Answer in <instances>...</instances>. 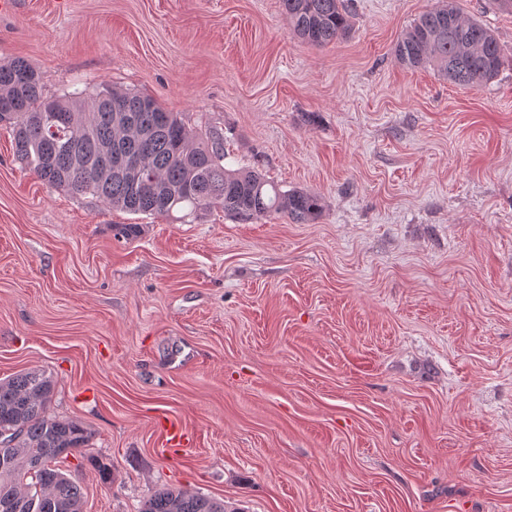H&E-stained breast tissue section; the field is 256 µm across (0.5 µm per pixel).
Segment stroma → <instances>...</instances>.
I'll use <instances>...</instances> for the list:
<instances>
[{
    "label": "stroma",
    "instance_id": "obj_1",
    "mask_svg": "<svg viewBox=\"0 0 512 512\" xmlns=\"http://www.w3.org/2000/svg\"><path fill=\"white\" fill-rule=\"evenodd\" d=\"M438 0H352L316 47L280 0H17L0 61L224 132V164L321 196L310 224L74 197L0 126V379L43 369L93 438L83 512L163 486L242 512H512V14L462 88L393 48ZM186 446L165 448L170 427ZM112 464L103 483L91 464Z\"/></svg>",
    "mask_w": 512,
    "mask_h": 512
}]
</instances>
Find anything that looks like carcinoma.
Here are the masks:
<instances>
[{"label": "carcinoma", "instance_id": "obj_1", "mask_svg": "<svg viewBox=\"0 0 512 512\" xmlns=\"http://www.w3.org/2000/svg\"><path fill=\"white\" fill-rule=\"evenodd\" d=\"M293 34L313 46L338 41L350 31L345 0H281ZM395 59L408 68L431 66L448 82L475 88L504 66L495 34L465 17L457 0H440L398 40ZM68 112L72 128L53 137V116ZM130 117L149 143L145 166L134 185L117 163L95 164L105 144L139 148L122 125ZM0 123L12 128L14 153L24 168L50 187L90 194L133 214L171 216L179 209L198 215L212 208L249 220L283 214L310 224L322 198L304 190L283 191L254 169L224 166V134L204 125L190 128L177 112L154 98L108 87L86 97L44 92L40 75L22 60L0 61ZM56 382L43 370L21 371L0 380V512H82L81 485L57 463L89 447L91 434L79 422L52 414ZM138 512H238L224 500L181 488L162 487Z\"/></svg>", "mask_w": 512, "mask_h": 512}]
</instances>
